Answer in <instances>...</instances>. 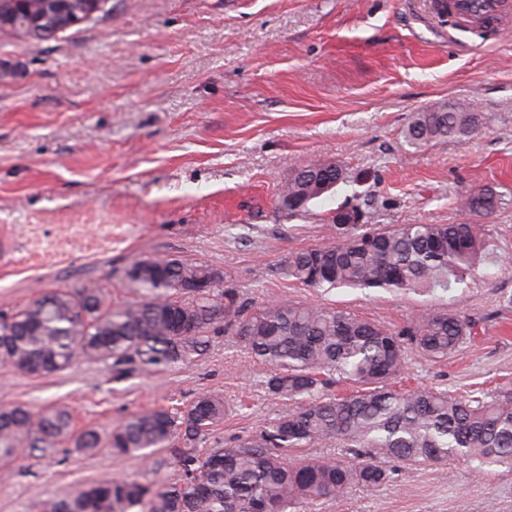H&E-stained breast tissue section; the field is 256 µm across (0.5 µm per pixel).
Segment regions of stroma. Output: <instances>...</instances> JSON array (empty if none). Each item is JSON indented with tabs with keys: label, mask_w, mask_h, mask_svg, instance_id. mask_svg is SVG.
Segmentation results:
<instances>
[{
	"label": "stroma",
	"mask_w": 512,
	"mask_h": 512,
	"mask_svg": "<svg viewBox=\"0 0 512 512\" xmlns=\"http://www.w3.org/2000/svg\"><path fill=\"white\" fill-rule=\"evenodd\" d=\"M446 102L482 113L475 134L408 147L412 113ZM324 161L346 182L288 213L282 185ZM484 185L502 202L471 221L490 225L501 261L456 288L323 293L283 275L290 253L327 242L336 211L452 224L457 197ZM0 242V316L86 283L132 299L131 265L175 257L220 269L257 305L318 302L395 328L422 308L463 314L475 341L442 362L411 358L399 387L512 391V33H462L413 0H112L110 15L61 38L0 33ZM264 373L226 335L204 360L151 375L84 361L47 377L0 368V403L64 404L75 429L105 437L140 409L218 392L244 404L211 435L220 448L273 417ZM381 465L383 484L306 512H512V468ZM13 469L0 512L88 482L176 476L167 450L149 463L105 448L22 456Z\"/></svg>",
	"instance_id": "stroma-1"
}]
</instances>
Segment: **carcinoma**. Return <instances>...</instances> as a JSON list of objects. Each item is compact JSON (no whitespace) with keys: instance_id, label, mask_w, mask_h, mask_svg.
I'll list each match as a JSON object with an SVG mask.
<instances>
[{"instance_id":"obj_1","label":"carcinoma","mask_w":512,"mask_h":512,"mask_svg":"<svg viewBox=\"0 0 512 512\" xmlns=\"http://www.w3.org/2000/svg\"><path fill=\"white\" fill-rule=\"evenodd\" d=\"M79 0H0L17 26ZM482 115L462 104L412 114L404 131L419 149L437 139L464 140ZM334 162L294 171L278 199L291 213L344 182ZM460 210L488 214L499 204L492 188L457 198ZM356 204L336 213L329 242L292 252L285 276L305 287L381 289L429 293L480 274L491 233L487 224L362 223ZM136 296L114 304L97 284L43 292L10 316L0 317V366L45 377L81 360L112 361L141 372L204 358L214 339L231 331L248 358L267 367L261 391L279 408L263 429L223 448H207L213 428L231 405L202 393L185 408L142 409L112 430L107 441L86 428L74 431L60 404L33 410L0 405V479L22 453L41 458L67 443L93 452L149 458L172 449L178 478L142 482L129 477L86 484L40 499L34 512H300L304 504L339 499L356 484L377 485L387 473L378 457L406 465L463 457L474 472L512 466V395L455 396L434 388L395 389L409 350L443 359L473 338L475 324L455 312L421 310L401 329L334 307L278 299L254 306L223 272L206 264L147 258L127 271ZM354 448L363 460L290 462L287 453L318 443Z\"/></svg>"}]
</instances>
